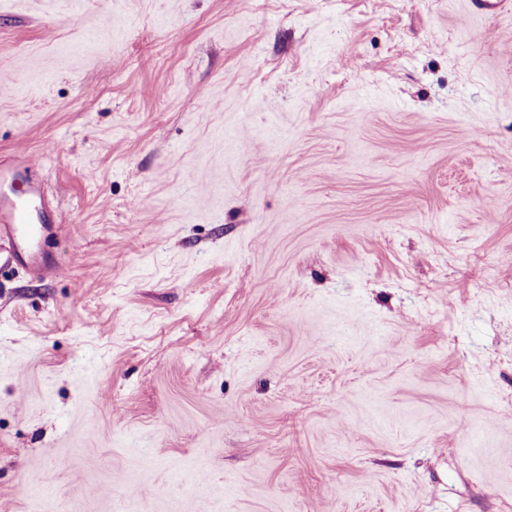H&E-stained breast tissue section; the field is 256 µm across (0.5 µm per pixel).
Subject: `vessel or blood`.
<instances>
[{
    "label": "vessel or blood",
    "instance_id": "vessel-or-blood-1",
    "mask_svg": "<svg viewBox=\"0 0 512 512\" xmlns=\"http://www.w3.org/2000/svg\"><path fill=\"white\" fill-rule=\"evenodd\" d=\"M512 0H467V14H500ZM58 227L53 209L39 189L35 163L27 156L0 160V271L24 268L42 281L58 277L63 266L49 249Z\"/></svg>",
    "mask_w": 512,
    "mask_h": 512
}]
</instances>
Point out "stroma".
<instances>
[{
    "instance_id": "obj_1",
    "label": "stroma",
    "mask_w": 512,
    "mask_h": 512,
    "mask_svg": "<svg viewBox=\"0 0 512 512\" xmlns=\"http://www.w3.org/2000/svg\"><path fill=\"white\" fill-rule=\"evenodd\" d=\"M465 11L0 0L64 264L0 275V512H512V13Z\"/></svg>"
}]
</instances>
